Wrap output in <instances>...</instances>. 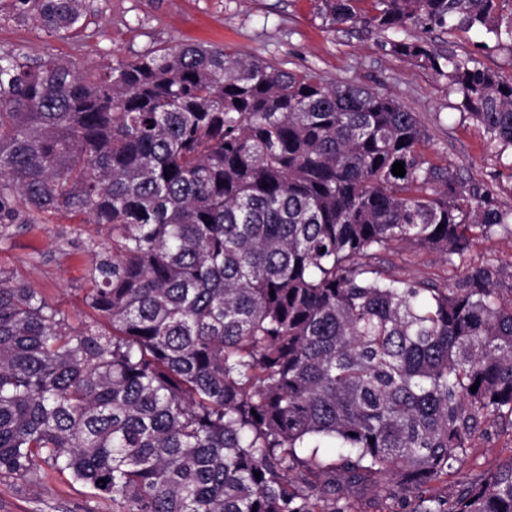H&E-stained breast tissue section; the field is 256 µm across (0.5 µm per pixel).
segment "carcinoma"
Listing matches in <instances>:
<instances>
[{
  "mask_svg": "<svg viewBox=\"0 0 512 512\" xmlns=\"http://www.w3.org/2000/svg\"><path fill=\"white\" fill-rule=\"evenodd\" d=\"M360 2L323 0L325 16L512 45L500 0ZM13 8L58 38L88 14L86 0ZM388 44L512 147L511 77ZM422 139L389 96L218 46L103 70L1 48L0 230L64 212L112 245L85 295L103 324L72 327L0 271V471L47 464L115 512H357L336 487L388 480L408 512H512V459L415 494L455 471L482 423L512 420L501 271L470 267L450 288L382 258L423 246L452 264L481 237L512 239V209L426 161ZM328 446L346 450L330 466Z\"/></svg>",
  "mask_w": 512,
  "mask_h": 512,
  "instance_id": "carcinoma-1",
  "label": "carcinoma"
}]
</instances>
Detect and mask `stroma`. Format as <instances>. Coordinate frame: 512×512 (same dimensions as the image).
<instances>
[{"label":"stroma","mask_w":512,"mask_h":512,"mask_svg":"<svg viewBox=\"0 0 512 512\" xmlns=\"http://www.w3.org/2000/svg\"><path fill=\"white\" fill-rule=\"evenodd\" d=\"M93 9L75 37L49 36L33 19H16L12 0H0V46L20 47L31 56L54 55L77 65L103 66L184 42H204L242 57L266 60L287 70H313L325 82L363 84L416 112L425 132L420 150L433 164L449 166L459 181L490 188L498 205L512 208V148L489 134L459 106L445 79L421 62L393 53L382 34L360 23L331 25L322 0H89ZM406 36L441 53L469 55L489 69L512 76V48L482 33L427 31L408 25ZM93 224H76L61 214L37 224L11 225L0 236V270L34 288L70 324L96 320L85 303L95 261L90 242H107ZM398 276L456 285L471 266L491 265L502 273L504 301L512 300V240L480 238L465 264L446 263L436 251L398 246L385 253ZM512 459V423L483 424L466 457L447 482L422 493L487 476ZM358 512H397L402 492L394 485L351 488ZM0 512H113L108 497L92 494L48 466L18 477L0 473Z\"/></svg>","instance_id":"obj_1"}]
</instances>
